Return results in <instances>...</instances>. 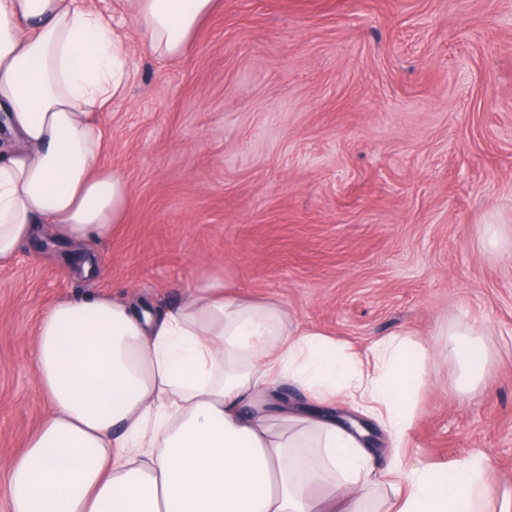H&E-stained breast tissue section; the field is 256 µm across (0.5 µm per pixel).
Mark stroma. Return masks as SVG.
Segmentation results:
<instances>
[{
	"label": "stroma",
	"instance_id": "stroma-1",
	"mask_svg": "<svg viewBox=\"0 0 512 512\" xmlns=\"http://www.w3.org/2000/svg\"><path fill=\"white\" fill-rule=\"evenodd\" d=\"M120 33L134 79L97 121L131 201L96 276L36 237L0 264V512L50 411L42 313L93 291L158 310L204 273L360 352L423 344L407 458L475 457L512 490V0H220L172 59ZM454 333L488 352L468 391Z\"/></svg>",
	"mask_w": 512,
	"mask_h": 512
}]
</instances>
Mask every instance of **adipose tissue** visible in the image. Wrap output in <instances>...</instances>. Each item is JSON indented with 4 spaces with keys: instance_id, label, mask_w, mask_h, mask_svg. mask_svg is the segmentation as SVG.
Listing matches in <instances>:
<instances>
[{
    "instance_id": "ef3b65f1",
    "label": "adipose tissue",
    "mask_w": 512,
    "mask_h": 512,
    "mask_svg": "<svg viewBox=\"0 0 512 512\" xmlns=\"http://www.w3.org/2000/svg\"><path fill=\"white\" fill-rule=\"evenodd\" d=\"M216 0H115L111 15L77 0H0V262L37 222L75 242L103 241L129 203L103 168L94 115L125 96L131 18L159 58L182 55ZM33 367L51 412L10 459L11 512H512V492L482 463L403 462L422 344L392 335L366 354L294 327L270 300L205 278L166 313L105 294L40 317ZM308 400L289 406L280 383ZM349 401L383 426L392 456L376 473L367 429L320 412Z\"/></svg>"
}]
</instances>
